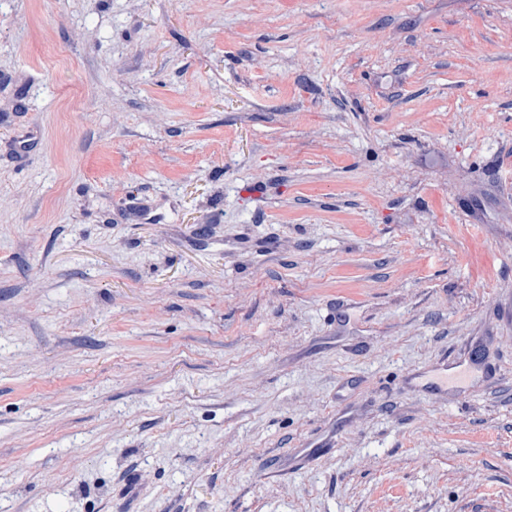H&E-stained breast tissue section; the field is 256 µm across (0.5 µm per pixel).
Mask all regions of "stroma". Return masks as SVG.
Segmentation results:
<instances>
[{
    "mask_svg": "<svg viewBox=\"0 0 512 512\" xmlns=\"http://www.w3.org/2000/svg\"><path fill=\"white\" fill-rule=\"evenodd\" d=\"M0 512H512V0H0Z\"/></svg>",
    "mask_w": 512,
    "mask_h": 512,
    "instance_id": "stroma-1",
    "label": "stroma"
}]
</instances>
